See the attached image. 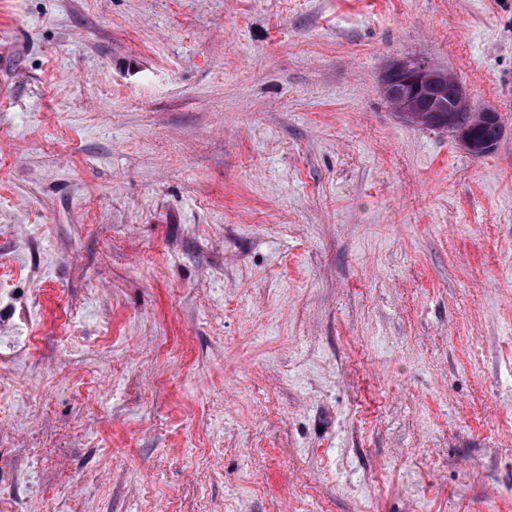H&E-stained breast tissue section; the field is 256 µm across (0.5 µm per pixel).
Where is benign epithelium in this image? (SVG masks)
Segmentation results:
<instances>
[{
    "mask_svg": "<svg viewBox=\"0 0 512 512\" xmlns=\"http://www.w3.org/2000/svg\"><path fill=\"white\" fill-rule=\"evenodd\" d=\"M381 91L393 111L418 125L445 129L465 147L474 151L491 145L477 144L464 130H453L448 113L464 112L471 107L470 98L448 71L416 58L389 62L380 80Z\"/></svg>",
    "mask_w": 512,
    "mask_h": 512,
    "instance_id": "1",
    "label": "benign epithelium"
}]
</instances>
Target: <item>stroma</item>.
<instances>
[{
  "instance_id": "stroma-1",
  "label": "stroma",
  "mask_w": 512,
  "mask_h": 512,
  "mask_svg": "<svg viewBox=\"0 0 512 512\" xmlns=\"http://www.w3.org/2000/svg\"><path fill=\"white\" fill-rule=\"evenodd\" d=\"M15 502L512 512V0H0ZM380 86L392 110L404 120L448 130L472 151L483 149L494 141L476 144L467 136V132L476 141L491 139L495 135L494 125L500 139L502 128L498 111L492 107L482 111L487 112L492 125L483 123L482 112L463 113L471 107L470 98L463 86L451 78L445 69L416 58L392 60L383 70ZM427 88L434 89L435 94L425 95L423 91ZM442 112L451 114L448 118V114ZM448 122L460 127L467 125L468 131L453 130Z\"/></svg>"
}]
</instances>
